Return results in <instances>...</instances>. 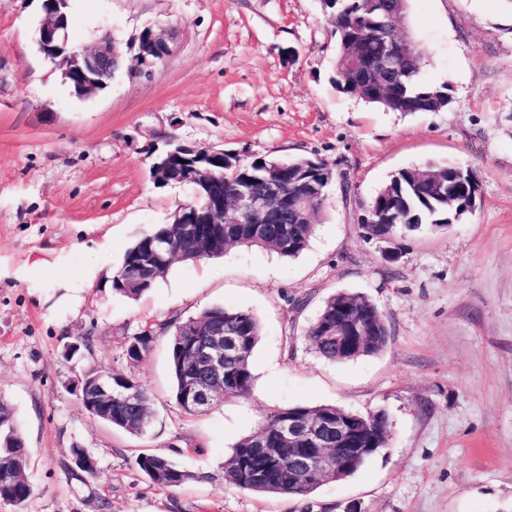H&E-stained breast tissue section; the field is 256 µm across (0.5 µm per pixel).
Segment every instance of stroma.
<instances>
[{
    "instance_id": "1",
    "label": "stroma",
    "mask_w": 512,
    "mask_h": 512,
    "mask_svg": "<svg viewBox=\"0 0 512 512\" xmlns=\"http://www.w3.org/2000/svg\"><path fill=\"white\" fill-rule=\"evenodd\" d=\"M43 0H0V397L26 439V512H512V9L503 0H409L404 25L426 51L422 79L450 83L442 112L366 105L332 86L336 42L320 0H70V37L127 45L172 22L179 50L150 75L125 57L81 100L40 52ZM243 156H309L335 174L297 258L233 247L174 263L140 298L112 288L129 244L191 201L150 168L171 139ZM428 162L480 177L475 212L442 232L361 238V202L388 176ZM368 295L389 339L335 363L304 331L323 301ZM221 305L248 309L262 336L249 398L200 416L176 405L168 338L124 355L148 324ZM89 338L66 359V343ZM92 368L149 391L153 426L133 436L90 417L72 390ZM336 404L391 422L388 448L306 497L257 496L224 482V460L260 411ZM88 450L93 479L70 474ZM194 478L162 490L140 453Z\"/></svg>"
}]
</instances>
